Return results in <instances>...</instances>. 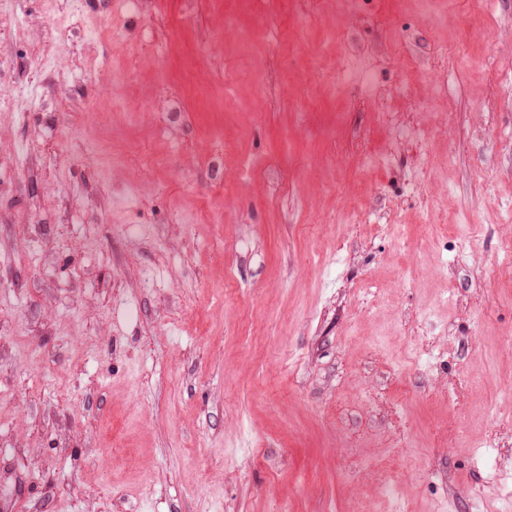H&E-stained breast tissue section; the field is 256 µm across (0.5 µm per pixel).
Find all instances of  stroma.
<instances>
[{"label":"stroma","mask_w":512,"mask_h":512,"mask_svg":"<svg viewBox=\"0 0 512 512\" xmlns=\"http://www.w3.org/2000/svg\"><path fill=\"white\" fill-rule=\"evenodd\" d=\"M2 53L0 512H512V0H0Z\"/></svg>","instance_id":"1"}]
</instances>
